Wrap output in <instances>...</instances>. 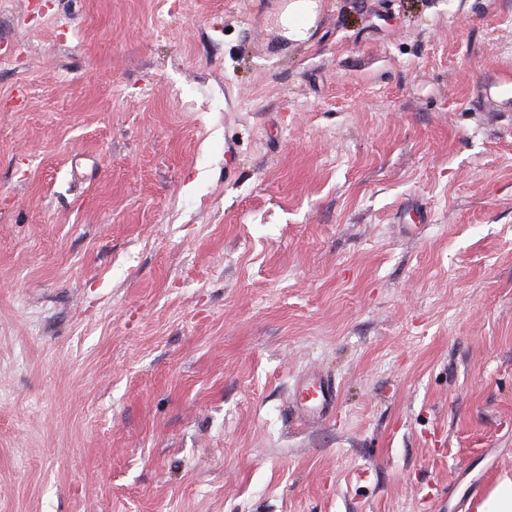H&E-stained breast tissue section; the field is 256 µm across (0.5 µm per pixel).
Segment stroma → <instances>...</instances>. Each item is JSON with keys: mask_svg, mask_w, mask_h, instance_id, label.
I'll use <instances>...</instances> for the list:
<instances>
[{"mask_svg": "<svg viewBox=\"0 0 512 512\" xmlns=\"http://www.w3.org/2000/svg\"><path fill=\"white\" fill-rule=\"evenodd\" d=\"M288 2L0 0V512L512 477V0ZM315 0H292L281 15V24L289 37L301 40L307 37V31L316 17ZM305 392L321 411L332 409L336 402V385L330 380L313 377L299 391L298 396ZM297 396V398H298Z\"/></svg>", "mask_w": 512, "mask_h": 512, "instance_id": "1", "label": "stroma"}]
</instances>
